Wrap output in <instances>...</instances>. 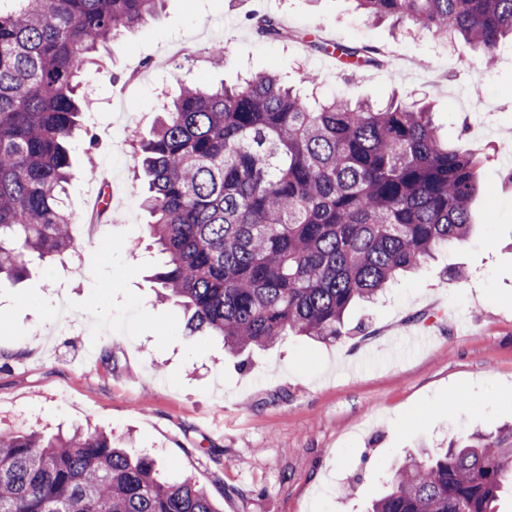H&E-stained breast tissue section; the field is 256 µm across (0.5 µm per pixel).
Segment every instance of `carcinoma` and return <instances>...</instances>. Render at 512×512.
<instances>
[{
    "label": "carcinoma",
    "mask_w": 512,
    "mask_h": 512,
    "mask_svg": "<svg viewBox=\"0 0 512 512\" xmlns=\"http://www.w3.org/2000/svg\"><path fill=\"white\" fill-rule=\"evenodd\" d=\"M0 278L30 254L84 256L64 197L69 143L84 126L80 73L99 47L163 0H0ZM487 64L512 38V0H356ZM259 36L289 37L276 18ZM331 52L346 75L379 65L371 47ZM144 205L163 256L162 298L187 330L241 356L288 336L333 342L344 316L438 249L463 243L480 161L442 140L426 106L395 99L316 107L263 72L241 85L188 81L139 141ZM512 491V425L451 441L400 467L367 512H499ZM0 512H217L207 491L166 480L155 460L95 429L0 435Z\"/></svg>",
    "instance_id": "carcinoma-1"
}]
</instances>
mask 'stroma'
<instances>
[{
  "label": "stroma",
  "mask_w": 512,
  "mask_h": 512,
  "mask_svg": "<svg viewBox=\"0 0 512 512\" xmlns=\"http://www.w3.org/2000/svg\"><path fill=\"white\" fill-rule=\"evenodd\" d=\"M254 14L378 49L381 65L343 80L331 56L259 37ZM217 42L220 63L209 57ZM260 72L312 100L429 102L442 136L484 164L467 242L354 305L341 339L292 336L253 350L244 370L221 337L188 335L183 310L157 297L130 140L149 136L184 80L230 85ZM81 79L99 144L90 155L83 139L71 145L68 210L79 226L93 213V167L115 204L85 236L92 259L81 272L34 260L24 279L0 280V433L131 437L136 452L166 461L169 481L202 486L218 512H365L422 448L512 422V42L488 68L465 41L395 30L354 0H164ZM115 240L127 249H111ZM456 269L466 279H450ZM424 328L428 346L398 344Z\"/></svg>",
  "instance_id": "1"
}]
</instances>
